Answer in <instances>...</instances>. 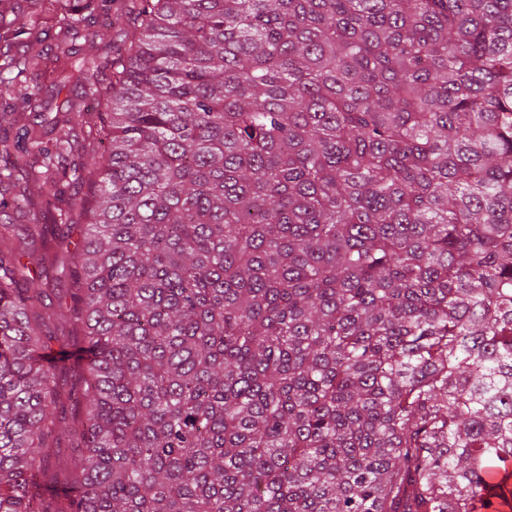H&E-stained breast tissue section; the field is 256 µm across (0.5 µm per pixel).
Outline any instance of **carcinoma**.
I'll return each mask as SVG.
<instances>
[{
  "instance_id": "carcinoma-1",
  "label": "carcinoma",
  "mask_w": 512,
  "mask_h": 512,
  "mask_svg": "<svg viewBox=\"0 0 512 512\" xmlns=\"http://www.w3.org/2000/svg\"><path fill=\"white\" fill-rule=\"evenodd\" d=\"M128 2L101 64L92 0H29L103 111L0 171V512H512V0ZM25 257L72 277L69 429Z\"/></svg>"
}]
</instances>
